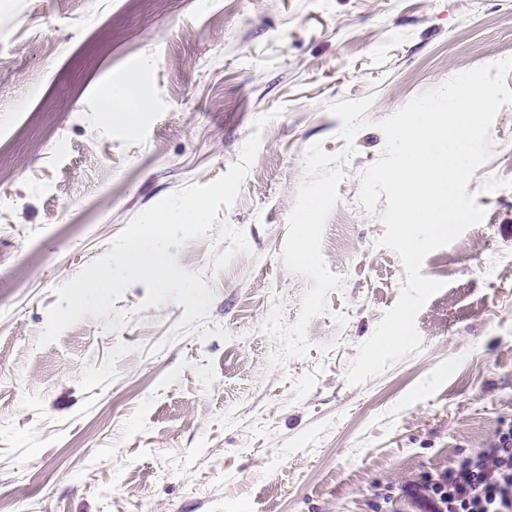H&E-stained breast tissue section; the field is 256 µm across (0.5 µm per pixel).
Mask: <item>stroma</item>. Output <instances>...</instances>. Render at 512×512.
Wrapping results in <instances>:
<instances>
[{
  "instance_id": "1",
  "label": "stroma",
  "mask_w": 512,
  "mask_h": 512,
  "mask_svg": "<svg viewBox=\"0 0 512 512\" xmlns=\"http://www.w3.org/2000/svg\"><path fill=\"white\" fill-rule=\"evenodd\" d=\"M512 55V0H0V498L10 512H418L398 479L472 456L512 423V106L467 186L481 224L431 252L444 281L419 352L350 385L359 345L406 274L359 201L376 123L467 69ZM146 79L135 128L103 125L110 86ZM373 96L323 233L343 277L308 324V356L274 369L261 327L294 323L305 278L283 261L308 148L345 145L330 105ZM256 159L218 217L248 252L214 272L217 230L176 252L213 291L205 340L164 338L184 306L131 285L108 333L93 317L38 345L56 286L138 214ZM350 247H343V240ZM229 339L215 336L216 328ZM163 343L151 354L155 343Z\"/></svg>"
}]
</instances>
